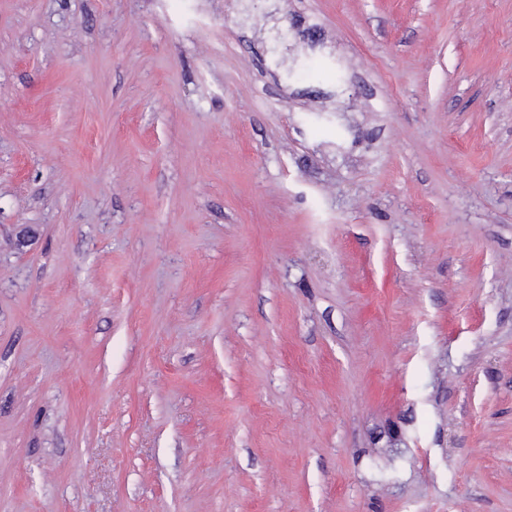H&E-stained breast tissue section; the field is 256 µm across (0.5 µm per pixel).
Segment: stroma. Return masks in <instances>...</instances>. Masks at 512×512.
Listing matches in <instances>:
<instances>
[{
  "label": "stroma",
  "mask_w": 512,
  "mask_h": 512,
  "mask_svg": "<svg viewBox=\"0 0 512 512\" xmlns=\"http://www.w3.org/2000/svg\"><path fill=\"white\" fill-rule=\"evenodd\" d=\"M0 512H512V0H0Z\"/></svg>",
  "instance_id": "obj_1"
}]
</instances>
